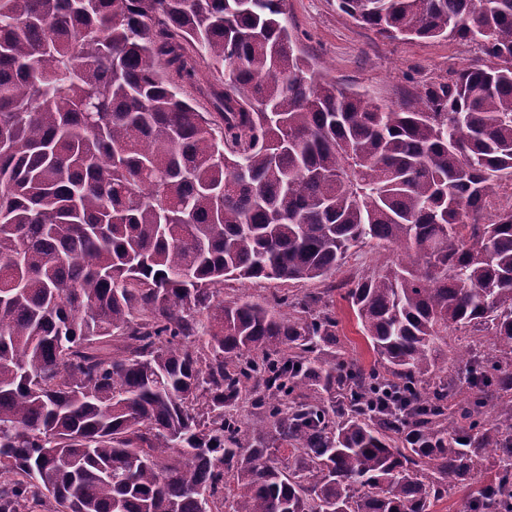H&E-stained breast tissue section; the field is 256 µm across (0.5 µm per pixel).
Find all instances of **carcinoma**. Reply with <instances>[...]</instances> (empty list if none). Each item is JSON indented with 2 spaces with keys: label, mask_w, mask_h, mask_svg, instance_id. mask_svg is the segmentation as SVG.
Returning a JSON list of instances; mask_svg holds the SVG:
<instances>
[{
  "label": "carcinoma",
  "mask_w": 512,
  "mask_h": 512,
  "mask_svg": "<svg viewBox=\"0 0 512 512\" xmlns=\"http://www.w3.org/2000/svg\"><path fill=\"white\" fill-rule=\"evenodd\" d=\"M336 7L484 58L380 105L285 0H0V512H509L512 0ZM364 245L368 372L335 289L222 297ZM512 202V181L506 180L500 183L496 189L495 194L490 196L486 201V207L484 211L485 219L494 215L499 210L507 207ZM344 290L336 292L335 311L339 320V339L348 359H353L364 369L375 365L377 356L359 331L357 319L349 303L342 297Z\"/></svg>",
  "instance_id": "cac0c4a2"
}]
</instances>
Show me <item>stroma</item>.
I'll return each instance as SVG.
<instances>
[{
  "instance_id": "35a3bbf8",
  "label": "stroma",
  "mask_w": 512,
  "mask_h": 512,
  "mask_svg": "<svg viewBox=\"0 0 512 512\" xmlns=\"http://www.w3.org/2000/svg\"><path fill=\"white\" fill-rule=\"evenodd\" d=\"M287 8L296 54L327 67L337 83L364 91L380 104L448 83L456 70L482 55L473 42L381 38L337 11L336 0H287ZM335 311L347 358L372 368L376 356L348 301L337 298Z\"/></svg>"
}]
</instances>
